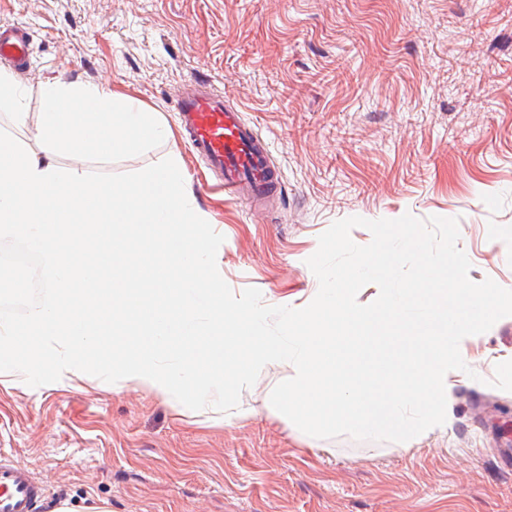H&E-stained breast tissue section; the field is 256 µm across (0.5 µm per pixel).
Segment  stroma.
<instances>
[{
    "mask_svg": "<svg viewBox=\"0 0 512 512\" xmlns=\"http://www.w3.org/2000/svg\"><path fill=\"white\" fill-rule=\"evenodd\" d=\"M30 34L29 149L51 80L91 84L159 113L167 142L144 154L62 167L128 173L180 157L186 185L224 242L234 293L298 307L318 281L306 264L340 219L404 214L458 221L469 277L512 289V0H0V25ZM197 79L254 124L282 194L258 212L203 178L176 131V92ZM478 378L448 373L452 418L413 447L320 439L270 394L293 376L267 367L229 423L133 384L92 375L32 387L0 374V458L44 490L41 512H512V316L460 343Z\"/></svg>",
    "mask_w": 512,
    "mask_h": 512,
    "instance_id": "stroma-1",
    "label": "stroma"
}]
</instances>
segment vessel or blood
Listing matches in <instances>:
<instances>
[{
	"instance_id": "obj_1",
	"label": "vessel or blood",
	"mask_w": 512,
	"mask_h": 512,
	"mask_svg": "<svg viewBox=\"0 0 512 512\" xmlns=\"http://www.w3.org/2000/svg\"><path fill=\"white\" fill-rule=\"evenodd\" d=\"M24 25L0 26V61L18 73L30 67ZM180 134L204 160L218 187L232 199L261 205L277 195L279 176L267 146L223 92L189 81L176 99ZM43 492L28 470L0 460V512H37Z\"/></svg>"
}]
</instances>
